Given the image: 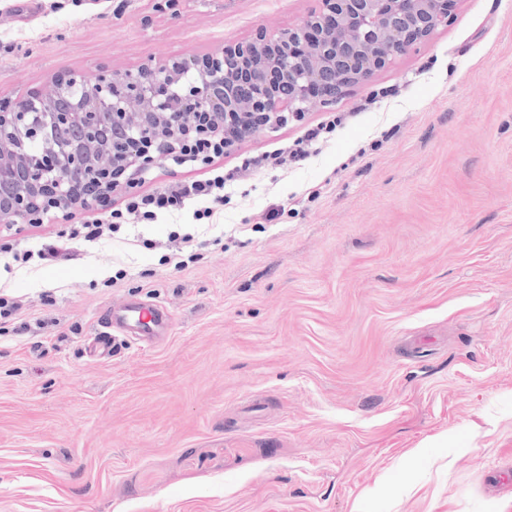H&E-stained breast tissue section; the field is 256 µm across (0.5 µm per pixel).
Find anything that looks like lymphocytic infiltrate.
<instances>
[{
    "label": "lymphocytic infiltrate",
    "instance_id": "1",
    "mask_svg": "<svg viewBox=\"0 0 512 512\" xmlns=\"http://www.w3.org/2000/svg\"><path fill=\"white\" fill-rule=\"evenodd\" d=\"M341 117L332 115L316 124L307 126L304 134L293 144L284 145L274 151L257 155H243L235 167L210 176L193 179H177L163 187L148 192H127L121 207L112 209L108 215L82 224H72L61 230L57 240L51 244L35 246L18 245L11 249L14 261L25 264L31 260L41 261L70 259L73 245L97 246L120 237L128 216L136 215L151 222L158 216L182 213L192 209L195 220L211 219L229 199V192L238 181L259 170L271 166L296 165L307 155V147L328 142ZM223 134H206L196 139L174 145L166 156L174 165L208 164L223 157Z\"/></svg>",
    "mask_w": 512,
    "mask_h": 512
}]
</instances>
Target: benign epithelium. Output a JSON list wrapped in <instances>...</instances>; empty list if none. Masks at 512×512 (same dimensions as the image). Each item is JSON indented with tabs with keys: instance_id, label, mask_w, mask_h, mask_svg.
I'll return each mask as SVG.
<instances>
[{
	"instance_id": "7a95c632",
	"label": "benign epithelium",
	"mask_w": 512,
	"mask_h": 512,
	"mask_svg": "<svg viewBox=\"0 0 512 512\" xmlns=\"http://www.w3.org/2000/svg\"><path fill=\"white\" fill-rule=\"evenodd\" d=\"M295 28L259 29L215 54L173 56L152 65L88 77H50L52 91H33L0 106V224H40L49 212L100 204L156 164L139 142L181 141L196 130L171 107L206 103L208 132H224L230 149L276 125L331 106L347 88L428 40L454 19L457 0H317Z\"/></svg>"
}]
</instances>
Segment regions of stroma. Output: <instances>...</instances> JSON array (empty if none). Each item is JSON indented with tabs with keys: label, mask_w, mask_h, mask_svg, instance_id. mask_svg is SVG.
<instances>
[{
	"label": "stroma",
	"mask_w": 512,
	"mask_h": 512,
	"mask_svg": "<svg viewBox=\"0 0 512 512\" xmlns=\"http://www.w3.org/2000/svg\"><path fill=\"white\" fill-rule=\"evenodd\" d=\"M313 6L0 0V99L58 71L211 54ZM333 111L352 118L301 165L236 187L195 265L121 242L0 257L22 304L0 329V512H512L495 479L512 469V0H458L333 109L219 163ZM130 301L165 307L166 340L89 355Z\"/></svg>",
	"instance_id": "35a3bbf8"
}]
</instances>
